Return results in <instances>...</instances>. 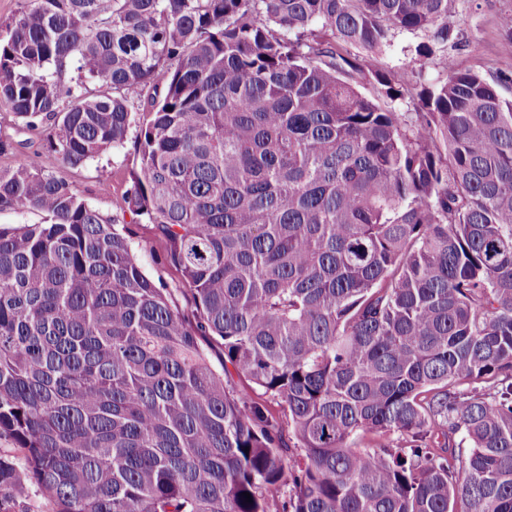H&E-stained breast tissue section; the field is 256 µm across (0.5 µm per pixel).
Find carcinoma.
I'll return each mask as SVG.
<instances>
[{"instance_id":"obj_1","label":"carcinoma","mask_w":512,"mask_h":512,"mask_svg":"<svg viewBox=\"0 0 512 512\" xmlns=\"http://www.w3.org/2000/svg\"><path fill=\"white\" fill-rule=\"evenodd\" d=\"M452 2L20 0L0 512H512V76L453 68ZM397 32L439 84L354 54ZM133 127L190 317L46 163ZM11 112L0 110V140L14 143L17 150L12 154L0 155V167H7L23 159V154L43 151V141L38 134L28 132L21 127ZM24 143V147L18 146ZM12 510L15 512H50L52 509L37 495L35 488L29 487L24 493L15 497Z\"/></svg>"}]
</instances>
